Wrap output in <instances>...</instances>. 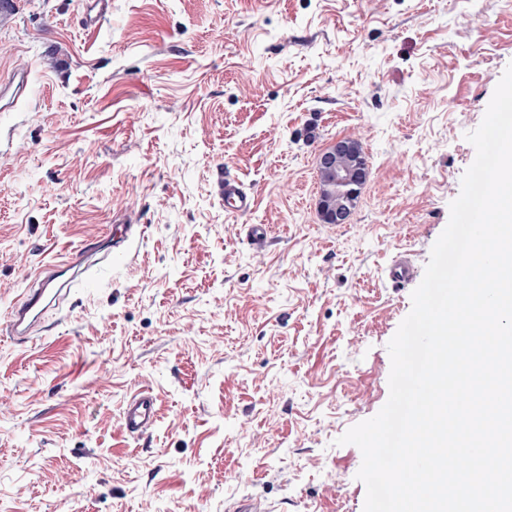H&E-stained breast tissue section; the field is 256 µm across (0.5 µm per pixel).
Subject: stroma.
Listing matches in <instances>:
<instances>
[{
  "label": "stroma",
  "mask_w": 512,
  "mask_h": 512,
  "mask_svg": "<svg viewBox=\"0 0 512 512\" xmlns=\"http://www.w3.org/2000/svg\"><path fill=\"white\" fill-rule=\"evenodd\" d=\"M0 0V512H363L336 440L389 397L387 344L512 63V0ZM370 161L349 223L318 153ZM235 177L257 197L227 216ZM132 225L14 342L26 271ZM249 224L272 229L257 247ZM150 388L149 433L119 426ZM341 477L331 485L328 473ZM387 275L395 283H406L414 278L415 266L409 257L399 255L388 266Z\"/></svg>",
  "instance_id": "obj_1"
}]
</instances>
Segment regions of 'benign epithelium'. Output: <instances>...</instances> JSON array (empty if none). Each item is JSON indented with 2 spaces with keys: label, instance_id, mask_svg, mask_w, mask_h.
Here are the masks:
<instances>
[{
  "label": "benign epithelium",
  "instance_id": "obj_1",
  "mask_svg": "<svg viewBox=\"0 0 512 512\" xmlns=\"http://www.w3.org/2000/svg\"><path fill=\"white\" fill-rule=\"evenodd\" d=\"M318 167L328 171L336 185V205L320 203L327 224H346L352 214V203L367 181L370 171L368 158L357 142L338 138L318 157Z\"/></svg>",
  "mask_w": 512,
  "mask_h": 512
}]
</instances>
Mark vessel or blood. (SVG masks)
Returning <instances> with one entry per match:
<instances>
[{
    "mask_svg": "<svg viewBox=\"0 0 512 512\" xmlns=\"http://www.w3.org/2000/svg\"><path fill=\"white\" fill-rule=\"evenodd\" d=\"M222 191L224 209L229 214L243 215L255 206L254 193L247 191L238 180H225ZM97 251V244L84 245L70 258L49 265L46 275L32 276L23 301L9 310L8 326L14 341H31L33 332L42 326L45 312L60 305L71 288L87 280L90 259ZM387 275L393 282L405 283L414 278L415 266L409 257L401 255L388 266ZM156 419V399L150 389L143 388L126 401L120 425L128 435L139 437L153 426Z\"/></svg>",
    "mask_w": 512,
    "mask_h": 512,
    "instance_id": "1",
    "label": "vessel or blood"
}]
</instances>
